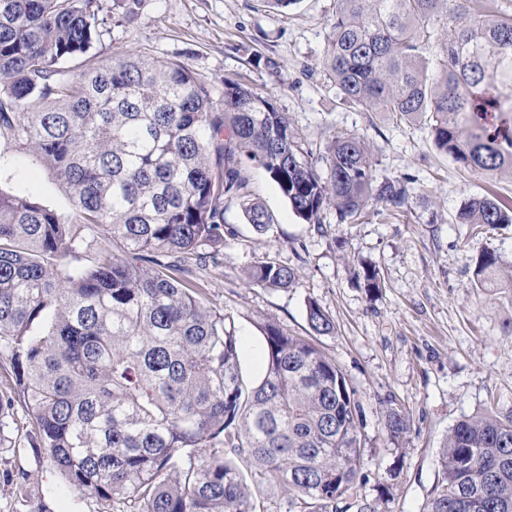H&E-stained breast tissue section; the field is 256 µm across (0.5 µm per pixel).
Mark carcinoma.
I'll return each instance as SVG.
<instances>
[{
    "label": "carcinoma",
    "mask_w": 512,
    "mask_h": 512,
    "mask_svg": "<svg viewBox=\"0 0 512 512\" xmlns=\"http://www.w3.org/2000/svg\"><path fill=\"white\" fill-rule=\"evenodd\" d=\"M100 11L97 0H0V139L34 153L75 213L0 188V353L39 445L69 484L129 512H257L255 492L274 484L288 488L284 512L347 500L379 512L397 473L358 497L362 411L344 373L269 321L251 380L233 319L202 283L220 265L227 201L257 232L273 224L246 199L241 155L319 228L329 205L342 221L372 196L403 208L404 184L377 180L356 136L314 157L272 95L232 80L220 90L178 60L127 53L71 74L65 63L100 40ZM330 28L325 66L344 101L422 120L465 168L512 178V11L500 0H335ZM456 223L512 224V202L473 198ZM499 268L496 250L480 252L476 286L512 288ZM298 277L271 261L246 272L273 290ZM306 317L315 335L335 331L313 300ZM410 428L387 401V437ZM440 465L423 512H512V409L457 422Z\"/></svg>",
    "instance_id": "cac0c4a2"
}]
</instances>
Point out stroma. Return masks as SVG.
<instances>
[{
  "instance_id": "35a3bbf8",
  "label": "stroma",
  "mask_w": 512,
  "mask_h": 512,
  "mask_svg": "<svg viewBox=\"0 0 512 512\" xmlns=\"http://www.w3.org/2000/svg\"><path fill=\"white\" fill-rule=\"evenodd\" d=\"M105 19L98 61L118 51L178 59L215 86L231 79L274 95L280 111L322 152L337 135L364 140L377 179L413 175L409 202L395 212L369 200L362 219L338 221L334 207L322 227L292 213L266 171L243 161L251 199L274 219L261 235L247 223L238 201L225 219L221 264L205 277L212 305L230 315L244 341L243 367L258 378L264 363L261 324L306 336L307 301L334 319L333 334L314 338L356 391L366 445L367 484L400 469L394 498L384 512H422L443 479L440 445L461 418L491 405L512 406V288H479L474 260L495 248L503 275L512 274V224L471 234L455 215L468 199L494 192L512 199V179L486 180L433 144L424 124L391 121L341 99L326 77L323 57L334 0H298L289 10L267 0H141L136 22H120L112 0H99ZM0 188L41 205L71 212L69 197L29 158L12 155ZM298 269L292 288L247 284L244 273L261 260ZM375 267L383 288L369 295L356 274ZM395 399L409 413L402 443L382 431L381 403ZM0 512H113L108 502L69 487L21 408L0 415Z\"/></svg>"
}]
</instances>
